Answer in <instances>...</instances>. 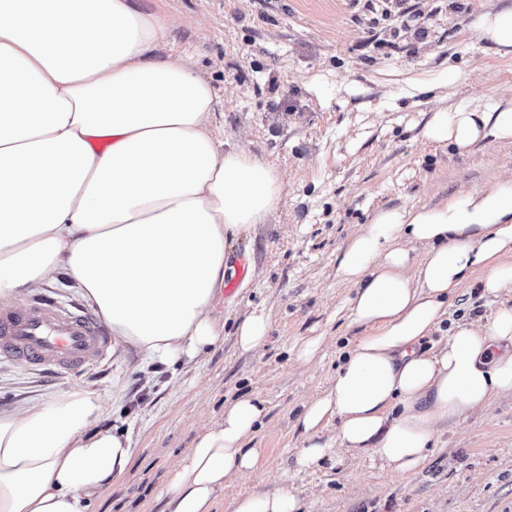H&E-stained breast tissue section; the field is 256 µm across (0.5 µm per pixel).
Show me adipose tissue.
Segmentation results:
<instances>
[{"instance_id":"adipose-tissue-1","label":"adipose tissue","mask_w":512,"mask_h":512,"mask_svg":"<svg viewBox=\"0 0 512 512\" xmlns=\"http://www.w3.org/2000/svg\"><path fill=\"white\" fill-rule=\"evenodd\" d=\"M169 29L134 0H0V299L64 273L114 346L189 366L224 339L228 236L266 223L284 185L273 164L225 149L214 86L191 57L160 53ZM474 29L512 57V0ZM424 135L461 154L510 140L512 99L437 108ZM97 137L111 138L108 151L93 150ZM474 274L487 298L512 286V178L378 210L350 238L337 275L364 333L296 419L299 466L341 453L414 476L445 425L512 393V307L420 348ZM104 414L77 386L0 412V512H87L133 456L129 436L100 427ZM266 414L250 394L228 402L174 466L163 512H213L233 479L257 470L250 442ZM301 507L281 484L228 500L227 512Z\"/></svg>"}]
</instances>
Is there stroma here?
<instances>
[{
  "mask_svg": "<svg viewBox=\"0 0 512 512\" xmlns=\"http://www.w3.org/2000/svg\"><path fill=\"white\" fill-rule=\"evenodd\" d=\"M490 0H135L174 18L167 49L193 56L218 91L215 122L225 149H245L282 173L285 193L264 224L229 239L249 275L217 313L224 340L196 365H142L118 349L98 366L59 375L0 360V411L80 386L100 397L106 425L129 433L126 474L91 498L88 512H161L176 460L241 394L262 399L267 415L253 447L259 470L237 481L248 494L287 481L301 512H512V395L485 414L449 423L420 472L390 475L329 457L296 464L304 444L294 423L303 402L332 380L339 351L362 335L352 324L351 286L336 267L356 225L377 210L434 206L480 189L512 170V141L480 144L460 155L428 142L423 130L437 101L418 102L420 87L442 82L449 66L461 79L453 100L498 99L512 90V58L480 41L472 23ZM409 11L416 25L401 27ZM512 306L467 283L451 299L449 321ZM253 313L268 319L265 343L242 352L236 327ZM324 339L310 368L296 355L308 338Z\"/></svg>",
  "mask_w": 512,
  "mask_h": 512,
  "instance_id": "obj_1",
  "label": "stroma"
}]
</instances>
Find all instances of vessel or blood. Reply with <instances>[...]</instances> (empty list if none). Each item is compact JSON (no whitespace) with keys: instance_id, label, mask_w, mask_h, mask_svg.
Wrapping results in <instances>:
<instances>
[{"instance_id":"b4317fda","label":"vessel or blood","mask_w":512,"mask_h":512,"mask_svg":"<svg viewBox=\"0 0 512 512\" xmlns=\"http://www.w3.org/2000/svg\"><path fill=\"white\" fill-rule=\"evenodd\" d=\"M109 329L80 308L42 295L0 307V356L29 369L72 372L109 354Z\"/></svg>"}]
</instances>
